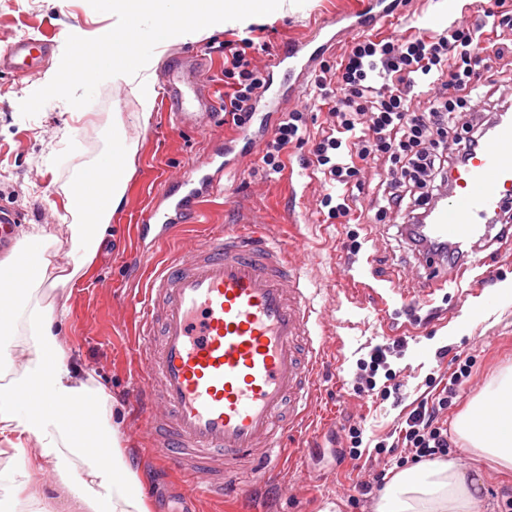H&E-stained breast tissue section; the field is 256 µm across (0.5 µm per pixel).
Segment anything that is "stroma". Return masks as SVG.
Wrapping results in <instances>:
<instances>
[{"mask_svg": "<svg viewBox=\"0 0 512 512\" xmlns=\"http://www.w3.org/2000/svg\"><path fill=\"white\" fill-rule=\"evenodd\" d=\"M371 0H310L306 11L263 20L260 34L267 51L259 63L278 56L290 41L312 34L330 17L367 8ZM112 16L95 11L88 0H0V48L20 36L52 40L55 50L46 63H60L67 35L95 38L110 29ZM228 28L197 42L167 48L156 70L164 76L179 56H201L206 64L216 112L212 123L173 127L164 104L149 122L138 117L131 89L111 82L99 85L90 119H80L67 102L53 99L39 113L23 117L19 105L38 89L37 78H17L0 69V206L23 215L15 225L23 236L30 225L45 224L67 234L64 220L68 180L97 164L111 148L113 122L136 145L133 169L123 202L112 215L111 228L84 273L64 288H44L42 305L66 306L68 317L61 343L69 364L94 370L112 394L120 450L141 484L149 512H374L376 496L359 495L357 485L373 473L394 474L391 455L377 452L378 443L395 444L408 414L423 401L437 398L460 359H470L471 374L458 386L441 418L455 423L471 399L506 367L512 366V301L498 298L496 286L475 293V278L464 273L449 299L440 301L436 325L412 330L404 338L387 334L376 320L391 290L416 287L422 269L401 239L397 214L382 224L344 228L317 211L323 176L304 164L308 153L291 150L280 174H266L257 154H244L238 131L224 122V43L234 39ZM232 139L235 169L222 174L220 185L201 198L186 224L176 228L164 247L153 248L138 224L166 182L177 179L224 139ZM252 218L268 235L294 248V257L315 288L314 305L325 331L321 367L324 390L314 402L311 421L302 435L284 438L289 452L280 471L264 484L242 483L221 499L189 496L181 475L155 458L153 436L131 402L136 360L131 339L136 330L134 303L150 269L138 265L139 252L153 250L156 260L185 250L217 228ZM361 269L366 289L353 284L352 269ZM393 307L400 300L391 299ZM387 349V370L376 375V387H358L361 366L371 351ZM364 428L360 460L337 462V449L347 447V429ZM450 459L483 471L492 512L512 498V472L464 450L451 434Z\"/></svg>", "mask_w": 512, "mask_h": 512, "instance_id": "1", "label": "stroma"}]
</instances>
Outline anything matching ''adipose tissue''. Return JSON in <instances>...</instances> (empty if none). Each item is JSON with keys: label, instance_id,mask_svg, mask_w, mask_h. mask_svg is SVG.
I'll list each match as a JSON object with an SVG mask.
<instances>
[{"label": "adipose tissue", "instance_id": "1", "mask_svg": "<svg viewBox=\"0 0 512 512\" xmlns=\"http://www.w3.org/2000/svg\"><path fill=\"white\" fill-rule=\"evenodd\" d=\"M136 148L112 140L118 166L99 188L100 203L84 209L79 195L67 205L74 217L68 235L31 225L9 254L0 257V334L14 337L23 360L17 376L0 387V456H20L19 467L0 470V485L25 492L35 512H50L34 473H64L71 457L84 466L69 488L68 512H148L136 474L119 449L112 395L93 372L73 369L59 343L65 308L30 307L39 287L66 286L89 265L121 204ZM67 265H59V255ZM478 456L512 469V368L476 395L455 423ZM481 476L457 462L423 461L394 474L375 512H482Z\"/></svg>", "mask_w": 512, "mask_h": 512}]
</instances>
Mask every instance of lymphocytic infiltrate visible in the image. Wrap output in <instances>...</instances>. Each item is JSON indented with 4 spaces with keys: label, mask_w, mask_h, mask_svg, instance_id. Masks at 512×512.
I'll return each instance as SVG.
<instances>
[{
    "label": "lymphocytic infiltrate",
    "mask_w": 512,
    "mask_h": 512,
    "mask_svg": "<svg viewBox=\"0 0 512 512\" xmlns=\"http://www.w3.org/2000/svg\"><path fill=\"white\" fill-rule=\"evenodd\" d=\"M478 10L483 16L478 24L455 21L439 32L399 30L354 39L338 66L322 64L314 79L310 105L328 108L318 135L308 131L306 110L282 113L261 151L263 169L281 173L290 149L307 148V165L324 176L320 207L328 219L348 224L354 216L352 191L361 187L364 167L378 165L386 173L384 203L368 223L383 222L391 211L414 220L447 186L450 169L479 135L474 126L456 127L455 114L479 88L494 86L496 77L512 82L496 49L499 38L512 32V10L506 0H481ZM257 50L248 35L224 45V121L237 128L249 122L267 81L254 61ZM424 85L434 94L421 108L415 101ZM469 375V363H460L437 403L409 414L399 431L406 454L398 467L447 457L448 428L440 415Z\"/></svg>",
    "instance_id": "1"
}]
</instances>
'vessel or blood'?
I'll list each match as a JSON object with an SVG mask.
<instances>
[{
  "label": "vessel or blood",
  "instance_id": "obj_1",
  "mask_svg": "<svg viewBox=\"0 0 512 512\" xmlns=\"http://www.w3.org/2000/svg\"><path fill=\"white\" fill-rule=\"evenodd\" d=\"M390 8L319 25L305 41L269 61L283 70L265 109L284 111L301 97L320 59L341 36L387 26ZM53 44L22 37L0 51V68L36 76ZM204 63L186 58L165 74L163 97L178 125L213 119L214 99ZM214 175L189 172L166 183L162 207L149 208L141 231L164 243ZM452 188L427 227L419 303L430 305L454 282L448 249L463 267L480 269L483 253L512 241V226L490 224L512 203V120L499 123L452 172ZM313 308L292 250L258 230H224L173 255L155 270L142 300L134 348L138 370L131 398L157 431L154 454L188 479L195 495L238 486L272 470L284 427L304 422L317 387L321 350L314 341Z\"/></svg>",
  "mask_w": 512,
  "mask_h": 512
}]
</instances>
